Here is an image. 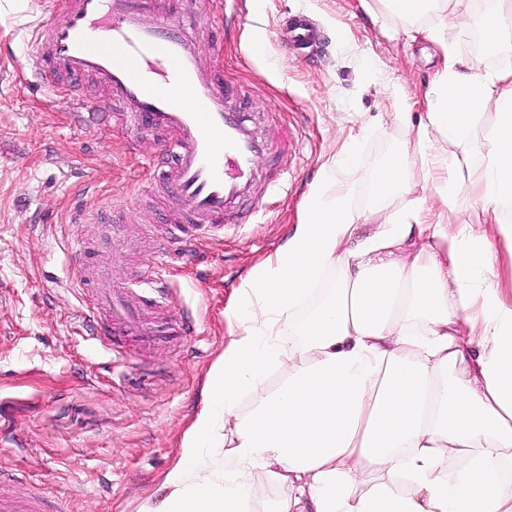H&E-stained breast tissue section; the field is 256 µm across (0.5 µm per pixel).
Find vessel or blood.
Wrapping results in <instances>:
<instances>
[{"mask_svg": "<svg viewBox=\"0 0 512 512\" xmlns=\"http://www.w3.org/2000/svg\"><path fill=\"white\" fill-rule=\"evenodd\" d=\"M207 0H43V15L31 31L33 51L18 66L22 87L47 91L55 106L98 138L112 135V110L121 125L157 140L148 161L153 180L172 202L163 231L154 233V259L141 280L146 294H130L111 272L80 275L73 282L84 299L92 340L113 358H124L126 339L158 335L165 302L177 291L166 257L174 245L220 238L229 226L245 223L262 205L258 180L279 181L284 158L295 155L297 130L258 132L251 115L236 102L243 92L205 54L224 48V27L215 24L208 43L198 33ZM285 32L296 48L318 37L304 14L288 18ZM103 90L90 103L80 78ZM266 158V170L256 162Z\"/></svg>", "mask_w": 512, "mask_h": 512, "instance_id": "vessel-or-blood-1", "label": "vessel or blood"}]
</instances>
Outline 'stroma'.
Segmentation results:
<instances>
[{
    "label": "stroma",
    "mask_w": 512,
    "mask_h": 512,
    "mask_svg": "<svg viewBox=\"0 0 512 512\" xmlns=\"http://www.w3.org/2000/svg\"><path fill=\"white\" fill-rule=\"evenodd\" d=\"M380 0H209L208 16H242L224 42V73L249 95L255 115L278 112L299 133L283 189L260 183L269 209L223 239L204 240L172 262L179 308L197 320L192 336L134 344L125 370L86 341L80 272L71 235L94 265L109 266L124 239L97 221L72 225L74 211L99 200L124 203L121 218L139 241L128 258L130 287L151 257L149 227L165 205L146 169L158 144L115 130L97 139L21 88L15 60L32 49L33 0H0V472L20 473L12 499L43 497L58 512H140L161 502V482L177 462L185 432L224 350V307L246 274L272 256L297 223L311 183L347 145L357 155L354 207L367 210L371 169L391 157L403 107L422 111L440 64L437 47L414 27L382 14ZM303 12L318 24V48L286 47L277 19Z\"/></svg>",
    "instance_id": "obj_1"
}]
</instances>
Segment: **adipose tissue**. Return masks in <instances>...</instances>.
I'll list each match as a JSON object with an SVG mask.
<instances>
[{
    "label": "adipose tissue",
    "instance_id": "1",
    "mask_svg": "<svg viewBox=\"0 0 512 512\" xmlns=\"http://www.w3.org/2000/svg\"><path fill=\"white\" fill-rule=\"evenodd\" d=\"M461 25L423 31L441 64L426 112L397 115L375 207L353 208L345 153L225 308L203 405L142 512H512V275L497 250L512 249V68L462 55ZM481 27L487 55L512 52V0ZM488 111L494 132L477 137ZM463 193L481 220L458 222Z\"/></svg>",
    "mask_w": 512,
    "mask_h": 512
}]
</instances>
